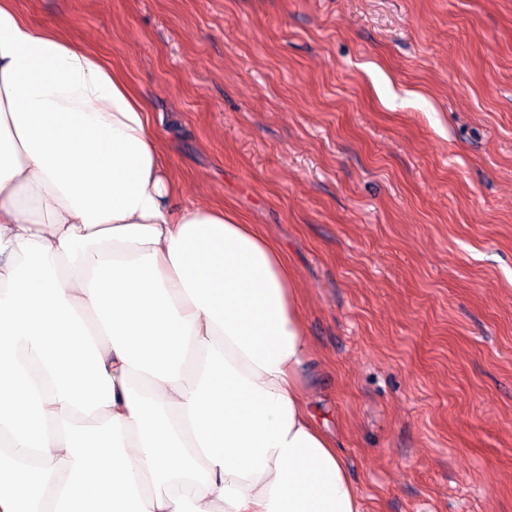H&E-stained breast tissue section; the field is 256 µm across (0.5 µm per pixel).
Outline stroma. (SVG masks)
I'll use <instances>...</instances> for the list:
<instances>
[{
	"label": "stroma",
	"instance_id": "35a3bbf8",
	"mask_svg": "<svg viewBox=\"0 0 512 512\" xmlns=\"http://www.w3.org/2000/svg\"><path fill=\"white\" fill-rule=\"evenodd\" d=\"M121 69L182 201L280 246L365 512H512V0H14Z\"/></svg>",
	"mask_w": 512,
	"mask_h": 512
}]
</instances>
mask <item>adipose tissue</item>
<instances>
[{
  "instance_id": "adipose-tissue-1",
  "label": "adipose tissue",
  "mask_w": 512,
  "mask_h": 512,
  "mask_svg": "<svg viewBox=\"0 0 512 512\" xmlns=\"http://www.w3.org/2000/svg\"><path fill=\"white\" fill-rule=\"evenodd\" d=\"M0 0V512H363L282 250L177 195L141 96Z\"/></svg>"
}]
</instances>
